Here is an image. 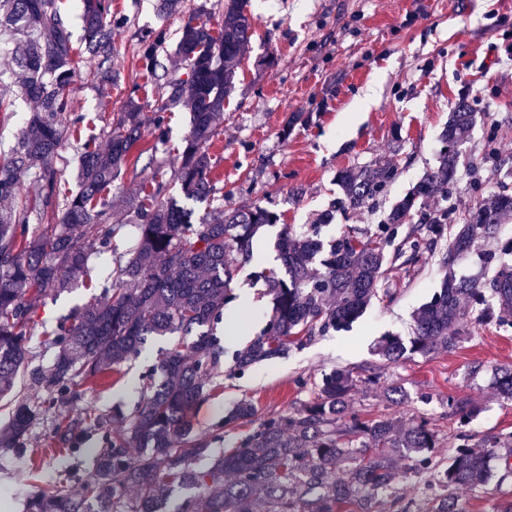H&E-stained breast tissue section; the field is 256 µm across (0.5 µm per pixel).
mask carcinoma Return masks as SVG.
<instances>
[{
  "instance_id": "1",
  "label": "carcinoma",
  "mask_w": 512,
  "mask_h": 512,
  "mask_svg": "<svg viewBox=\"0 0 512 512\" xmlns=\"http://www.w3.org/2000/svg\"><path fill=\"white\" fill-rule=\"evenodd\" d=\"M83 35L74 43L56 0H0V29L24 43L14 59L20 93L35 104L9 156L0 159V201L16 206L0 210V398L13 393L31 361L27 345L30 301L45 298L89 276V261L110 260L101 275V292L72 313L44 343L51 364L36 374L48 394L68 391L82 399L78 387L112 373L140 356L150 336H196L167 351L151 381L128 416L97 418L106 447L92 456L85 495L74 497L57 486L32 494L24 512H165L163 497L186 491L176 512H373L380 495L400 503L397 462H411L413 477L434 488L426 512H466L456 491L483 489L492 478V462L511 455L512 436H490L472 444L464 430L476 414L467 398L448 403L457 418L455 455L441 466L433 456L437 434L425 420L401 424L388 418L365 420L354 411L350 394L355 380L347 370L323 374L312 401L286 416L256 420L248 400L224 416L221 428L257 423L228 453L211 444L224 438L192 433L188 411L203 396L205 384L222 359L231 356L233 371L259 360L283 355L312 336L355 321L381 289L388 269L385 246L408 225L403 244L418 260L420 250L446 239L445 274L431 299L415 314L413 337L384 336L378 355L389 362L406 353L450 352L467 340L463 324L487 317L512 327V246L504 245L486 259L497 262L493 279L459 278L456 260L480 252L496 239L500 224L512 215V194L489 192L473 181L474 203L459 217L455 207L433 213L417 208L418 200L450 198L460 171L476 175L478 165L463 155L473 124L472 104L464 98L451 113L443 133L445 146L437 170L400 198L378 232L365 240L344 233L323 244L315 235L288 236L281 248L282 268H261L255 276L274 295L272 314L262 332L243 350L228 353L214 333L232 302L231 283L253 254V238L264 224L279 217L260 205L230 212L211 207L192 224L187 211L163 199L165 183L152 177V189H138L129 221L135 243L117 244L119 229L110 222L112 182L127 168L143 124L163 137L165 107L141 112L139 98L127 97L125 111L112 119L106 145L95 139L80 143L79 191L66 189L63 171L53 163L68 129H78L72 116V91L82 67L102 90L112 84V27L124 18L112 12V0H79ZM247 0H224V20L213 35L202 17V3L189 13L175 55L183 72L163 71L159 54L166 32L142 36L138 58L142 68L164 91L166 100L181 102L191 114V127L179 153L176 171L184 196L206 201L214 194L211 159L206 146L224 123V98L234 87L236 69L251 28ZM30 174L39 192L18 199L19 175ZM396 170L374 162L337 174L342 190L339 209H372L393 181ZM41 224L39 232L30 225ZM499 394L512 399V368L495 378ZM36 419L27 401L15 400L7 434L19 449ZM140 449L135 457L130 449ZM506 448L508 452L501 453ZM344 468L346 476L336 477ZM133 487L130 499L125 490Z\"/></svg>"
}]
</instances>
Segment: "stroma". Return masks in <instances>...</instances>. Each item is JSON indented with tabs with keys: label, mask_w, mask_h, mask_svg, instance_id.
<instances>
[{
	"label": "stroma",
	"mask_w": 512,
	"mask_h": 512,
	"mask_svg": "<svg viewBox=\"0 0 512 512\" xmlns=\"http://www.w3.org/2000/svg\"><path fill=\"white\" fill-rule=\"evenodd\" d=\"M198 2L184 0L183 12L162 17L157 0H114L113 9L127 22L112 34V93L102 97L83 75L72 93L74 110L90 133L102 135L128 94L145 85L136 58L141 34L165 29L167 50L160 60L173 66L186 14ZM457 2L451 11L443 0H250L251 37L235 90L224 101V124L208 146L211 178L225 210L254 202L275 211L279 220L259 229L254 261L233 284L236 298L224 316L241 326L230 349L246 347L265 325L271 295L253 272L259 264L280 266L284 234L315 228L329 241L351 228L374 233L393 204L436 169L442 132L460 98L473 101L477 112L463 153L480 159L478 176L489 190L512 193V69L504 65L512 53V0ZM373 84L378 99L370 111H357L358 98ZM189 131L190 114L180 106L166 113L163 141H156L151 126L141 129L137 147L154 150L169 201L183 198L174 171ZM490 135L496 138L494 160L483 156ZM374 160L397 171L377 208L337 210V173ZM328 211L334 214L331 223H320ZM396 249L393 243L386 247L389 295L373 299L348 327L318 334L303 347L241 373H231L230 361H223L189 413L194 435L215 434L227 412L245 399L259 418L288 414L312 400L323 374L335 368L353 373L351 404L363 419L428 420L439 437L437 461L448 462L456 451L449 399L475 403L477 414L468 426L474 438L512 435V401L491 385L495 369L512 367V328L472 323L468 340L453 351L408 354L395 363L376 356L382 336H411L415 312L444 275V247L424 252L412 266L395 260ZM93 293L83 281L32 302L27 338L33 366L50 364L43 348L47 332ZM178 342L175 336L154 339L147 354L120 365L109 385L87 391L74 405L67 394L57 395L52 410L32 376H22L16 392L39 416L28 454L0 443V512H22L23 499L45 485L46 471L31 463L46 449H55L64 464L74 463V456L57 445L58 426L110 416L117 405L131 411L146 390L152 365ZM392 385L405 388L404 403L386 398Z\"/></svg>",
	"instance_id": "1"
}]
</instances>
